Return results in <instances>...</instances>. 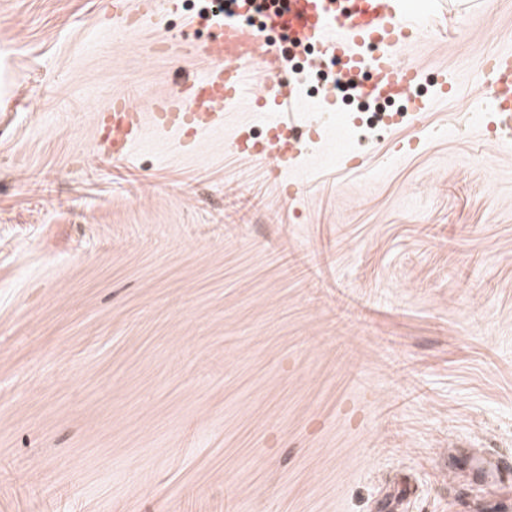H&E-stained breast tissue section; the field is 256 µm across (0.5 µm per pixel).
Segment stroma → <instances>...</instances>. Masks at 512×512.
<instances>
[{
    "label": "stroma",
    "instance_id": "1",
    "mask_svg": "<svg viewBox=\"0 0 512 512\" xmlns=\"http://www.w3.org/2000/svg\"><path fill=\"white\" fill-rule=\"evenodd\" d=\"M111 12L0 0V512H507L512 145L475 115L512 0H412L435 102L402 131L288 70L327 129L285 180L236 151L244 103L101 153L113 97L209 68L196 5ZM154 0H113L112 23L143 24L157 10Z\"/></svg>",
    "mask_w": 512,
    "mask_h": 512
}]
</instances>
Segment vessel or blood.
Returning a JSON list of instances; mask_svg holds the SVG:
<instances>
[{"label": "vessel or blood", "mask_w": 512, "mask_h": 512, "mask_svg": "<svg viewBox=\"0 0 512 512\" xmlns=\"http://www.w3.org/2000/svg\"><path fill=\"white\" fill-rule=\"evenodd\" d=\"M156 10L155 0H112L116 23L140 25ZM283 27L294 41L317 44L321 61L342 64L348 74L370 72V83L358 86L361 98L408 100L416 91L417 68L396 61L418 32L401 0H288L286 12L269 14L265 21L266 29ZM192 51L211 61V69L158 98L150 116H142L120 97L99 113L96 130L106 149L116 157L128 156L149 127L179 134L187 145L203 132L223 128V108L241 100L244 71L250 66L266 78L252 107L273 115L267 123L270 136L255 155L272 161L284 176L298 169L322 129L303 128L278 115L293 100L292 86L283 78L282 48L253 28L221 22L212 39L194 45ZM484 84L490 90L487 128L499 143L512 145L511 49L494 54L485 68Z\"/></svg>", "instance_id": "b4317fda"}]
</instances>
